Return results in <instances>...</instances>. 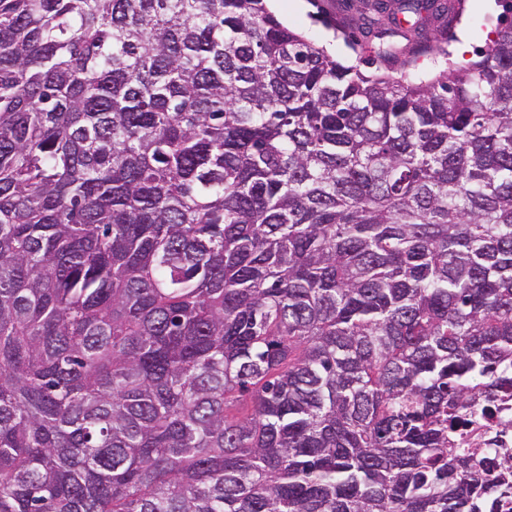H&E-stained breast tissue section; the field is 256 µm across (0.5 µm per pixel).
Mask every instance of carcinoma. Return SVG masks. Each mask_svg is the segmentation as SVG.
Returning <instances> with one entry per match:
<instances>
[{"mask_svg":"<svg viewBox=\"0 0 512 512\" xmlns=\"http://www.w3.org/2000/svg\"><path fill=\"white\" fill-rule=\"evenodd\" d=\"M434 8L367 77L264 0H0V512H499L512 24ZM464 4V23L458 24L455 31L467 40L468 53L465 57L479 59L480 53L492 44L496 31L512 22V11L504 0H465ZM479 5H484V9ZM505 419H512V398H509L507 402L499 403V410L497 417L490 421L481 431V434L472 436L471 442L472 447L470 448H511L512 449V434L506 436H500L502 443L497 445H488L489 439L496 436L498 432L499 423Z\"/></svg>","mask_w":512,"mask_h":512,"instance_id":"1","label":"carcinoma"}]
</instances>
